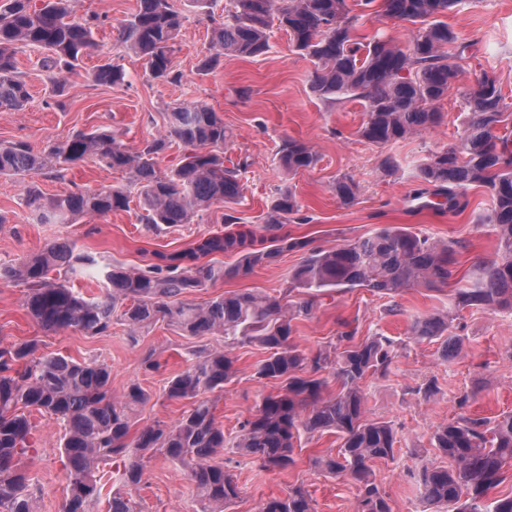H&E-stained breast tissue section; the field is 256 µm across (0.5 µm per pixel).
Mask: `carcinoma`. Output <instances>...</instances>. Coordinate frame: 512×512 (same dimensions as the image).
I'll use <instances>...</instances> for the list:
<instances>
[{
	"mask_svg": "<svg viewBox=\"0 0 512 512\" xmlns=\"http://www.w3.org/2000/svg\"><path fill=\"white\" fill-rule=\"evenodd\" d=\"M463 0H360L364 9L397 18L413 27L410 45L376 34L366 42L353 35L356 16L347 0H227L224 19H211L210 54L197 71L219 68L224 57L255 58L268 53L271 29L285 31L294 50L315 66L312 89L324 100L353 97L366 102V119L358 133L370 143L387 145L439 125L436 104L458 80L465 49L449 61L445 47L456 40L440 17ZM184 15L174 0H137L135 11L120 23L118 42L143 61L149 76L178 84L175 68ZM103 24L95 13L77 14L76 0H0V112H20L30 99L16 54L22 47L44 51L40 70L54 85L77 72L96 46ZM92 82L115 86L125 82L119 64L107 62L90 74ZM470 112L460 141L434 152L416 167L415 177L435 187L448 209L465 206L469 188L483 187L492 201L485 223L497 236L494 258L473 263V273L458 275V243L439 242L405 227L385 226L371 235L329 249L284 232L299 211L295 194L284 189L262 219V232L242 229L238 217L224 214V232L203 235L189 247L151 252V262L132 270L107 263L104 291L86 298L52 271L78 274L96 264L94 256L67 241L54 242L10 265L0 264V280L25 287L23 305L45 332L79 331L88 336L109 332L121 322L128 338L163 323L188 337L222 336L224 349H212L164 389L170 399H191L193 406L174 425L154 422L131 432L134 415L151 394L138 383L122 397L112 396L111 367L96 359L77 361L62 354H38L39 339L10 341L0 334V512H36V485L23 462L37 453V425L32 412L48 415L63 430L61 457L67 486L62 512H94L101 501L100 466L116 467L119 488L106 499V512H141L134 493L145 474L147 453H159L180 465L193 486L195 512H225L240 498L231 467L220 458L226 438L207 394L232 383L238 344L263 348L266 357L255 378L279 386L262 397L240 426L234 447L265 469L295 463V443L305 433L330 432L342 443L336 455L320 456L316 465L333 476L360 483L356 512H392L370 463L393 457L397 434L389 421L369 419L362 382L385 376L397 353L388 336L354 342V331H341L333 349L305 353L294 345V321L312 315L315 297L364 288L394 297L406 288L453 291L446 310L414 318L412 335L419 341L443 338L444 356L462 351L451 328L456 313L483 309L512 311V102L506 101L495 72H485L476 87L462 91ZM231 133L224 119L205 103L181 104L168 114L165 133L132 150L107 130L77 131L41 153L23 140L0 143V177L23 180V202L38 224H74L105 217L131 202L126 187L78 189L49 197L40 179H61L88 159L132 174L140 220L153 230L188 224L214 205L232 208L241 198V174L248 160L225 164L224 145ZM177 145L179 164L162 173L160 154ZM289 177L314 168L313 147L284 139L277 150ZM332 190L341 204L358 198L359 186L347 175ZM306 257L288 276L300 297L292 302L255 291L219 294L204 303L183 296L219 281L251 274L288 251ZM218 254L234 258L214 261ZM432 447L446 465H424L414 474L422 499L445 512H512V496L487 502L490 490L512 471V413L497 417L459 415L439 425ZM257 512H316L308 491L296 486L284 497L271 498Z\"/></svg>",
	"mask_w": 512,
	"mask_h": 512,
	"instance_id": "carcinoma-1",
	"label": "carcinoma"
}]
</instances>
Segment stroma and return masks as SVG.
I'll list each match as a JSON object with an SVG mask.
<instances>
[{
	"label": "stroma",
	"mask_w": 512,
	"mask_h": 512,
	"mask_svg": "<svg viewBox=\"0 0 512 512\" xmlns=\"http://www.w3.org/2000/svg\"><path fill=\"white\" fill-rule=\"evenodd\" d=\"M137 0H79V13L105 16L97 33L99 46L84 58L77 74L69 76L63 92L45 81L38 61L40 51L22 49L18 67L30 86L32 99L21 112H0V142L27 141L34 151L67 139L78 130L103 128L115 132L127 146L137 148L146 139L166 129L165 115L180 104L203 101L224 118L232 132L227 155L248 157L250 165L241 179L242 197L236 207L242 224L255 229L268 205L283 185L276 152L283 139L293 138L311 145L319 156L313 169L299 173L291 182L300 211L286 224L291 236L313 239L315 245L331 248L354 241L377 228L396 225L434 238L458 241L460 272H469L475 258L494 257L497 240L484 218L491 208L489 194L481 188L468 190L463 212L423 209L415 197L416 165L432 152L456 143L464 130L468 105L464 88L475 87L483 72L495 71L503 93L512 92V0H467L450 11L446 21L458 42L469 43L455 88L437 105L441 123L420 134L379 146L363 139L358 130L364 120L363 103L341 99L329 102L311 90L314 66L297 54L288 35L272 30L269 52L253 59L228 58L209 74L196 71L200 58L210 48V21L196 9H186L180 45L174 64L185 79L179 84L159 83L145 74L141 61L122 54L117 44L118 27L134 12ZM120 61L126 81L120 86L98 85L89 75L97 65ZM394 157L399 168L384 174L380 163ZM348 175L360 192L353 206H342L331 186L337 176ZM131 175L86 161L70 170L65 179L42 181L50 195L79 188L126 186ZM18 179L0 177V212L9 217L0 226V263L14 264L53 241L69 240L99 261L126 267L143 266L146 252H171L186 248L200 235L224 229V211L214 207L154 233L140 221L138 204L104 218L74 224H34L21 203ZM303 259L302 253L286 252L272 264L256 268L250 275L193 291L189 301L202 303L216 295L256 290L271 296L283 294L288 271ZM24 289L0 282V333L12 341L41 337V352L76 360L99 359L112 368L113 396H120L137 383L152 395L137 415V425L156 421L175 424L191 407L190 401L167 398L163 388L170 377L185 370L202 349L222 348L220 336L187 338L165 325L144 330L130 342L124 325L113 324L109 334L86 336L77 331L57 334L41 332L27 314ZM444 291L410 288L396 298L380 297L356 288L329 291L317 299L311 317L297 320L294 342L304 352L327 348L336 340L339 320H346L357 338L382 334L398 344V354L387 376L366 378L363 389L370 418L391 422L397 431L393 458L372 464L376 483L390 500L392 512H435L415 491L411 474L434 461L431 435L435 428L458 414L493 418L512 411V313L492 314L464 310L453 323V331L465 340L461 357L444 360L440 341L413 340L414 316L447 308ZM399 312H391V303ZM155 352L162 366L146 370L142 359ZM238 374L215 402L216 417L227 441H235L240 425L250 418L269 387L257 381L255 367L265 356L254 345L233 348ZM435 383L437 393L424 398L421 389ZM470 393L466 406H459L463 393ZM61 427L42 417L38 436L40 451L28 460L37 482L38 512H62L66 476L59 450ZM336 435L326 433L301 440L296 462L283 470H267L234 449L225 458L236 459L235 474L241 496L227 512H256L259 503L282 497L289 487L309 491L317 512H355L358 484L331 476L316 468L313 460L337 450ZM142 512H192V486L184 470L162 456L147 465L145 480L137 492Z\"/></svg>",
	"instance_id": "1"
}]
</instances>
